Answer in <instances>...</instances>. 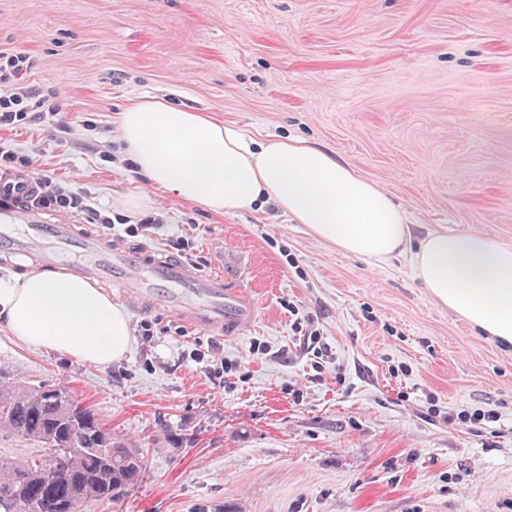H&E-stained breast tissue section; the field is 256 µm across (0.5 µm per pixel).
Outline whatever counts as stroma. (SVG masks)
Masks as SVG:
<instances>
[{"label":"stroma","mask_w":512,"mask_h":512,"mask_svg":"<svg viewBox=\"0 0 512 512\" xmlns=\"http://www.w3.org/2000/svg\"><path fill=\"white\" fill-rule=\"evenodd\" d=\"M1 51L31 57L16 85L56 97L67 130L0 128V146L113 217L161 218L128 246L166 255L187 236L204 271L238 252L230 281L255 304L237 336L130 310L129 351L106 366L0 325V367L72 387L144 450L141 482L79 512H512L511 346L439 305L408 258L342 253L271 204L217 215L147 184L116 134L128 100L163 96L259 143L330 150L417 236L512 244V0H0ZM201 345L223 381L191 361Z\"/></svg>","instance_id":"obj_1"}]
</instances>
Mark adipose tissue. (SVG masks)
Wrapping results in <instances>:
<instances>
[{"instance_id":"adipose-tissue-1","label":"adipose tissue","mask_w":512,"mask_h":512,"mask_svg":"<svg viewBox=\"0 0 512 512\" xmlns=\"http://www.w3.org/2000/svg\"><path fill=\"white\" fill-rule=\"evenodd\" d=\"M117 135L150 185L216 214L275 204L317 240L386 262L409 256L442 306L512 346V245L445 229L413 244L405 211L374 182L302 139L258 143L167 100L130 102ZM0 322L23 345L106 365L130 347L126 307L91 284L32 272L0 281Z\"/></svg>"}]
</instances>
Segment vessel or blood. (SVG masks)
Segmentation results:
<instances>
[{"label":"vessel or blood","instance_id":"obj_1","mask_svg":"<svg viewBox=\"0 0 512 512\" xmlns=\"http://www.w3.org/2000/svg\"><path fill=\"white\" fill-rule=\"evenodd\" d=\"M0 256L128 289L140 308L223 334L243 331L255 316L245 289L231 286L223 269L203 273L172 255L103 240L84 225L45 221L15 202L0 206Z\"/></svg>","mask_w":512,"mask_h":512}]
</instances>
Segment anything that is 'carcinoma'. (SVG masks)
I'll use <instances>...</instances> for the list:
<instances>
[{"label":"carcinoma","mask_w":512,"mask_h":512,"mask_svg":"<svg viewBox=\"0 0 512 512\" xmlns=\"http://www.w3.org/2000/svg\"><path fill=\"white\" fill-rule=\"evenodd\" d=\"M0 430L42 448L47 458L0 460V503L10 512H78L90 500L110 497L141 480L142 452L112 436L95 408L75 398L70 388L22 383L0 367Z\"/></svg>","instance_id":"1"}]
</instances>
